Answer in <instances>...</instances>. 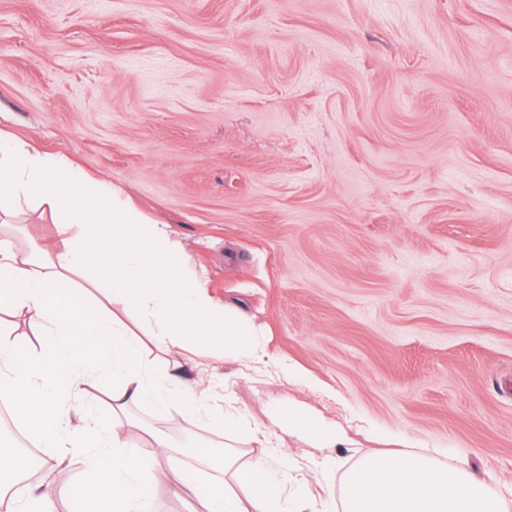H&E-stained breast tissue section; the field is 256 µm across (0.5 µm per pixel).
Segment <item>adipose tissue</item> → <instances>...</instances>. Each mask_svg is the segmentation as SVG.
Listing matches in <instances>:
<instances>
[{
	"label": "adipose tissue",
	"instance_id": "1",
	"mask_svg": "<svg viewBox=\"0 0 512 512\" xmlns=\"http://www.w3.org/2000/svg\"><path fill=\"white\" fill-rule=\"evenodd\" d=\"M49 207L57 241L44 258L19 255L0 238V313L24 319L41 348L19 352L0 338V397L46 446L90 448L89 473L80 485L87 512H154L155 490L164 478L157 440L153 452L124 447L119 421L135 405L165 413L178 405L187 421L201 408L190 382L194 362L186 344L222 345L238 360L259 365L265 357L251 340L250 323L231 305H218L196 278L185 274L167 225L148 219L120 189L77 174L63 156L0 132V222L18 206ZM92 277V303L74 298V270ZM138 319L146 336L164 351L141 360L142 342L125 324ZM111 372L107 405L113 426L95 421L68 431L57 399L70 409L96 404L98 375ZM17 465L0 454V487L12 491L17 512H53L61 485L19 487ZM250 491L249 512H287L279 480L263 460L238 474ZM179 488L195 489L197 512H238L224 488H199L187 468ZM504 493L469 471L422 452L359 459L344 480V512H505Z\"/></svg>",
	"mask_w": 512,
	"mask_h": 512
}]
</instances>
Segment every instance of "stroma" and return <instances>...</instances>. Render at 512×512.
<instances>
[{"label": "stroma", "instance_id": "stroma-1", "mask_svg": "<svg viewBox=\"0 0 512 512\" xmlns=\"http://www.w3.org/2000/svg\"><path fill=\"white\" fill-rule=\"evenodd\" d=\"M0 128L166 224L270 364L195 347L204 420L131 409L201 485L248 491L199 445L264 457L284 496L339 512L360 456L439 450L512 488V0H0ZM28 253L49 213L8 228ZM296 407L341 436L288 427ZM55 512H81L80 467Z\"/></svg>", "mask_w": 512, "mask_h": 512}]
</instances>
